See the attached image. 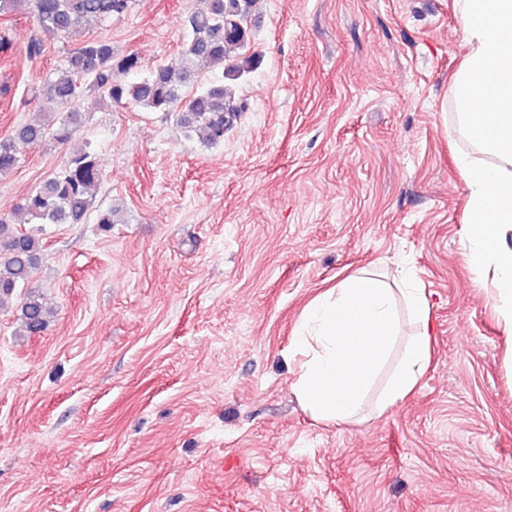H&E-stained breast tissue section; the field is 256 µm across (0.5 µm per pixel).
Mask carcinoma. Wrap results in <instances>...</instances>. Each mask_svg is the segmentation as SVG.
I'll use <instances>...</instances> for the list:
<instances>
[{
  "label": "carcinoma",
  "mask_w": 512,
  "mask_h": 512,
  "mask_svg": "<svg viewBox=\"0 0 512 512\" xmlns=\"http://www.w3.org/2000/svg\"><path fill=\"white\" fill-rule=\"evenodd\" d=\"M130 2L0 0V16L24 9L44 34L69 38L124 13ZM255 4L256 0H204L202 8L187 14L177 72L159 66L140 81H121L118 75L136 68L138 58L130 54L118 59L111 42L84 39L45 77L38 93L64 108L75 103L81 92L91 91L116 105L171 112L184 132L199 135L210 147L219 146L224 143V129L244 110L238 84L259 61L249 52ZM210 68L222 69L221 76L207 86H195L199 73ZM73 133L65 117L58 121L35 117L19 125L0 138V174L12 172L26 149L47 138L65 143ZM101 180L95 153L82 149L23 198L17 210L37 224H81L90 216ZM42 248L35 232L15 229L11 216L0 213V307L16 289H25L20 321L22 331L30 336L42 332L51 317L42 296L30 286Z\"/></svg>",
  "instance_id": "obj_1"
}]
</instances>
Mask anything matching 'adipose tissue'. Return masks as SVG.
Wrapping results in <instances>:
<instances>
[{"mask_svg": "<svg viewBox=\"0 0 512 512\" xmlns=\"http://www.w3.org/2000/svg\"><path fill=\"white\" fill-rule=\"evenodd\" d=\"M463 21L464 61L454 76L461 132L480 152L457 166L468 189L464 229L472 268L490 276L507 334H512V0H454ZM399 289L361 271L322 290L304 308L292 352L299 356L293 387L318 421L342 423L359 412L398 339V309L428 323L429 303L404 273ZM430 336H413L381 395V407L402 400L430 363Z\"/></svg>", "mask_w": 512, "mask_h": 512, "instance_id": "adipose-tissue-1", "label": "adipose tissue"}]
</instances>
